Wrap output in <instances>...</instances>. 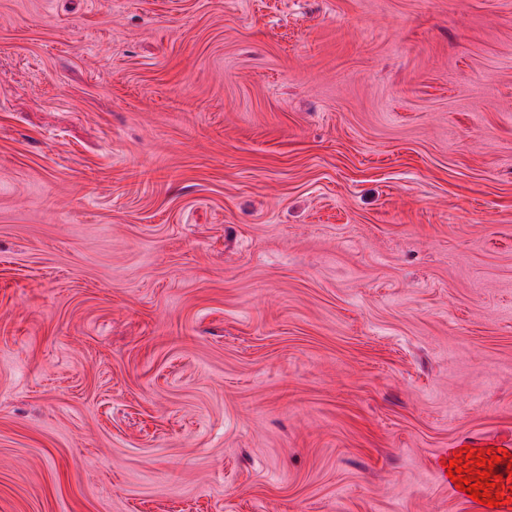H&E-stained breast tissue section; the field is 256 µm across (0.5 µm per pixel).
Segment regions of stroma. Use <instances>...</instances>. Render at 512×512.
Here are the masks:
<instances>
[{
  "label": "stroma",
  "mask_w": 512,
  "mask_h": 512,
  "mask_svg": "<svg viewBox=\"0 0 512 512\" xmlns=\"http://www.w3.org/2000/svg\"><path fill=\"white\" fill-rule=\"evenodd\" d=\"M512 453V0H0V512H487Z\"/></svg>",
  "instance_id": "1"
}]
</instances>
